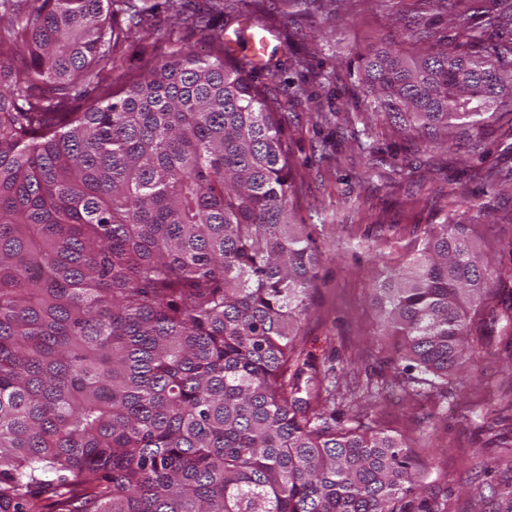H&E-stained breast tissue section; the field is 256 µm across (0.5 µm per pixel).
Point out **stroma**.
I'll return each instance as SVG.
<instances>
[{
	"mask_svg": "<svg viewBox=\"0 0 512 512\" xmlns=\"http://www.w3.org/2000/svg\"><path fill=\"white\" fill-rule=\"evenodd\" d=\"M149 13L144 30L119 54L115 74L139 72L145 58L164 60L177 23L157 0H135ZM469 0H451L434 16L424 0H257L252 9L226 0L215 14L225 32L243 18L264 25L271 42L261 81L293 100L288 143L297 185L298 221L314 225L326 250L319 287L302 325L306 358L337 382L341 423L365 413V388L381 392L379 427L405 436L430 468L420 480L445 512H512V341H495L474 369L454 375L447 394L414 396L396 364L390 337L377 335L371 289L426 225L456 222L461 200L484 213L475 250L507 260L512 245V113L481 134L458 131L447 148L404 139L387 118L363 105L360 59L377 50L419 52L423 28L455 34ZM377 152L367 162L362 144Z\"/></svg>",
	"mask_w": 512,
	"mask_h": 512,
	"instance_id": "obj_1",
	"label": "stroma"
}]
</instances>
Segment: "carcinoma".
<instances>
[{"label":"carcinoma","mask_w":512,"mask_h":512,"mask_svg":"<svg viewBox=\"0 0 512 512\" xmlns=\"http://www.w3.org/2000/svg\"><path fill=\"white\" fill-rule=\"evenodd\" d=\"M473 17L363 57L366 104L434 148L512 112V40L489 33L512 0ZM144 22L133 0H39L0 36V512H444L406 440L339 424L303 357L326 251L294 222L288 103L222 36L114 89ZM82 82L97 97L62 111ZM463 207L373 288L415 396L512 337V266L474 250Z\"/></svg>","instance_id":"1"}]
</instances>
